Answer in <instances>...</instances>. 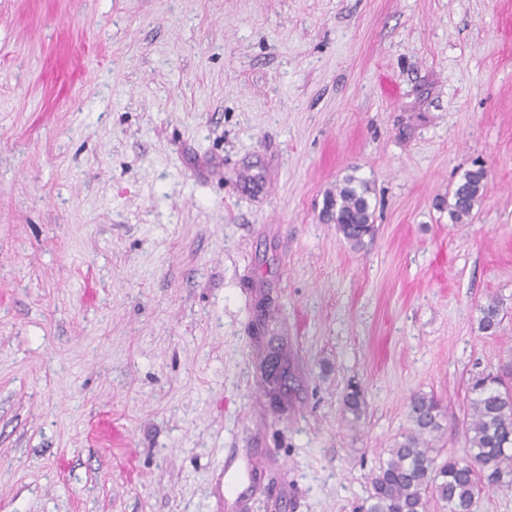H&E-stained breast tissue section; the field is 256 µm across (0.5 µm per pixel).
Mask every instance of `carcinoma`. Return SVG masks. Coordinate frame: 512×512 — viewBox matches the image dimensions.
Returning <instances> with one entry per match:
<instances>
[{
    "label": "carcinoma",
    "instance_id": "cac0c4a2",
    "mask_svg": "<svg viewBox=\"0 0 512 512\" xmlns=\"http://www.w3.org/2000/svg\"><path fill=\"white\" fill-rule=\"evenodd\" d=\"M489 188L485 168L467 171L452 191L450 217L460 223L471 216ZM326 219L353 246L363 245L373 232L369 187L353 175L326 200ZM481 329L498 325L499 309L490 302L481 309ZM470 422L466 458L437 461L431 438L442 429L441 402L435 396L414 395L409 402L412 428L388 450L387 459L370 476V491L358 512H429L430 502L448 512H477L484 491L512 490V387L488 374L470 385ZM344 412L361 419L366 402L360 388L349 387Z\"/></svg>",
    "mask_w": 512,
    "mask_h": 512
}]
</instances>
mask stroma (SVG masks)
Instances as JSON below:
<instances>
[{
  "instance_id": "stroma-1",
  "label": "stroma",
  "mask_w": 512,
  "mask_h": 512,
  "mask_svg": "<svg viewBox=\"0 0 512 512\" xmlns=\"http://www.w3.org/2000/svg\"><path fill=\"white\" fill-rule=\"evenodd\" d=\"M509 367L512 0H0V512H355L412 395L461 457ZM489 188L488 173L484 167L467 171L452 191L450 217L461 223L471 216L474 207L481 202ZM369 187L353 175L344 179L343 186L326 200L327 221L354 247L363 245L365 236L373 232ZM257 343L259 345V359H258V370L260 377L267 378L268 380L279 382L278 376L284 364L289 368L288 355L283 352V358L279 353V349L276 343H272L270 338L267 336H256Z\"/></svg>"
}]
</instances>
